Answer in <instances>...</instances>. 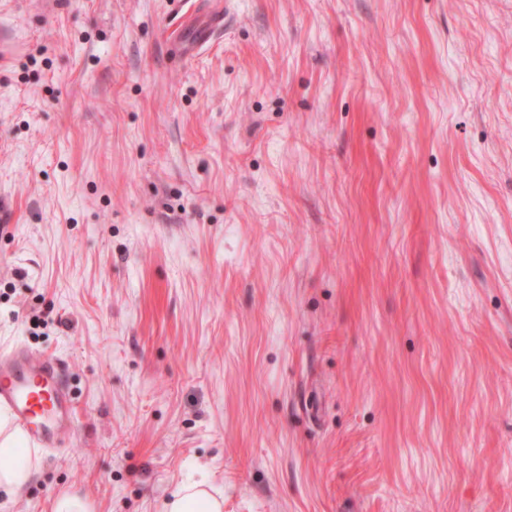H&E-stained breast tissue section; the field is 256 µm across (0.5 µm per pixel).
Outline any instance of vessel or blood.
Returning <instances> with one entry per match:
<instances>
[{
	"instance_id": "1",
	"label": "vessel or blood",
	"mask_w": 512,
	"mask_h": 512,
	"mask_svg": "<svg viewBox=\"0 0 512 512\" xmlns=\"http://www.w3.org/2000/svg\"><path fill=\"white\" fill-rule=\"evenodd\" d=\"M0 405L15 426L39 447L63 443L76 408L51 359L30 355L23 345L0 351Z\"/></svg>"
}]
</instances>
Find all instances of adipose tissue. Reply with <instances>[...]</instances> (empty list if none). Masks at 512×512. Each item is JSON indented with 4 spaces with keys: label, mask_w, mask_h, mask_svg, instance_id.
<instances>
[{
    "label": "adipose tissue",
    "mask_w": 512,
    "mask_h": 512,
    "mask_svg": "<svg viewBox=\"0 0 512 512\" xmlns=\"http://www.w3.org/2000/svg\"><path fill=\"white\" fill-rule=\"evenodd\" d=\"M27 436L0 412V492L19 495L38 472V452L26 445ZM165 512H224V497L210 491L207 481L176 487L167 498Z\"/></svg>",
    "instance_id": "adipose-tissue-1"
}]
</instances>
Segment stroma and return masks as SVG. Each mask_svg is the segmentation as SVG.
<instances>
[{
    "mask_svg": "<svg viewBox=\"0 0 512 512\" xmlns=\"http://www.w3.org/2000/svg\"><path fill=\"white\" fill-rule=\"evenodd\" d=\"M15 343L75 436L0 512H512V0H0ZM209 488L205 478L182 483L165 501V512H223L224 496Z\"/></svg>",
    "mask_w": 512,
    "mask_h": 512,
    "instance_id": "obj_1",
    "label": "stroma"
}]
</instances>
